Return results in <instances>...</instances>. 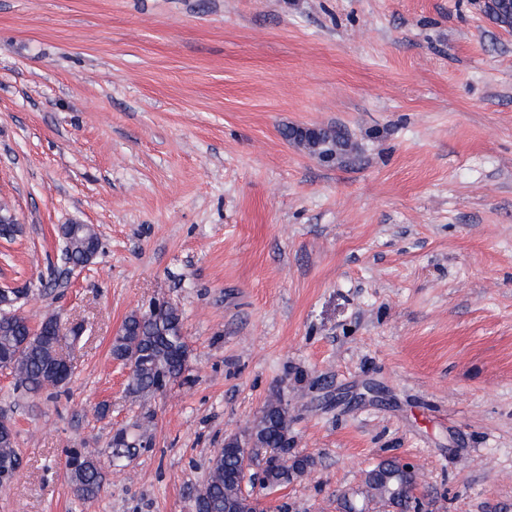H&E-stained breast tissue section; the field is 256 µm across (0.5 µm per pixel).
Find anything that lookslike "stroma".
<instances>
[{
	"label": "stroma",
	"mask_w": 512,
	"mask_h": 512,
	"mask_svg": "<svg viewBox=\"0 0 512 512\" xmlns=\"http://www.w3.org/2000/svg\"><path fill=\"white\" fill-rule=\"evenodd\" d=\"M0 208V288L73 365L51 393L0 375V512H195L275 392L316 464L272 504L336 512L392 456L430 512H512V29L483 0H0ZM74 222L100 249L70 268ZM158 301L188 369L142 404L110 347ZM122 428L152 447L78 503L65 449ZM297 134L294 136V141L302 147L306 152L316 156L324 163L335 165L336 162L341 160L342 152L336 150V144L328 145L323 143L317 136H311L308 131L316 130L319 127H295Z\"/></svg>",
	"instance_id": "stroma-1"
}]
</instances>
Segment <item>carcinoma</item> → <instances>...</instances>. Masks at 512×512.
<instances>
[{"label": "carcinoma", "instance_id": "1", "mask_svg": "<svg viewBox=\"0 0 512 512\" xmlns=\"http://www.w3.org/2000/svg\"><path fill=\"white\" fill-rule=\"evenodd\" d=\"M487 8L496 22L512 23L511 5L492 0ZM31 333L29 320L21 313L16 311L9 318L0 317V363L14 366L15 388L39 392L65 385L63 381H51L47 374L59 332L50 331L47 344ZM110 354L115 361L122 362L135 355L140 359L127 384V393L136 401H145L178 381L187 370L189 359L178 308L170 306L151 314L132 312L113 338ZM260 414L262 418L240 435L246 447L228 445L211 459L208 478L194 498L196 512H266L264 503L243 488L246 467L254 464L260 468L263 486L268 491L288 486L315 465L314 458L308 455L294 454L287 464L277 458L278 449L288 435V404L281 396L268 399ZM138 451L134 437L119 454L113 447L100 448L94 453L83 448L65 449L67 477L77 499L92 500L102 492V457L119 467ZM17 461L16 438L0 439V472L12 476ZM415 485V473L394 458L383 459L366 471L359 488L350 493V499L342 495L337 498L338 508L341 512H353L356 505L379 504L382 512H414Z\"/></svg>", "mask_w": 512, "mask_h": 512}]
</instances>
